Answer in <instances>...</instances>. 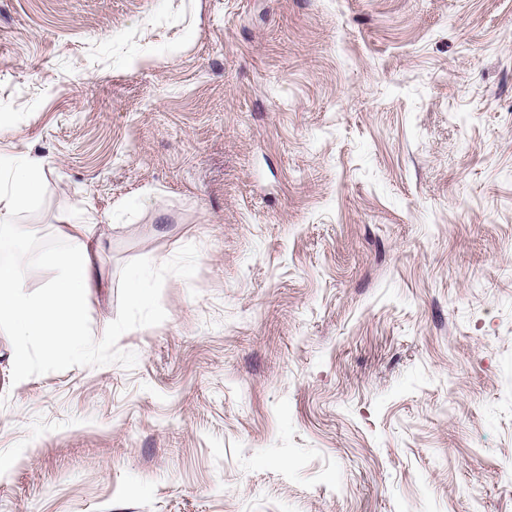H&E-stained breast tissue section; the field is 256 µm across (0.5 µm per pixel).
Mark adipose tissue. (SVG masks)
Instances as JSON below:
<instances>
[{
	"instance_id": "1",
	"label": "adipose tissue",
	"mask_w": 512,
	"mask_h": 512,
	"mask_svg": "<svg viewBox=\"0 0 512 512\" xmlns=\"http://www.w3.org/2000/svg\"><path fill=\"white\" fill-rule=\"evenodd\" d=\"M43 187L39 159L25 157L15 161L7 182L0 183V200L21 209ZM96 227L93 218L66 220L64 235L69 245L54 257L58 275L40 296L27 291L22 260L0 262V325H9L16 336L10 362L14 381H23L28 375L30 348L38 347L53 355L87 345L85 306L101 286L96 265L100 246Z\"/></svg>"
}]
</instances>
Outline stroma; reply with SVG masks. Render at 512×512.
Segmentation results:
<instances>
[{"label": "stroma", "mask_w": 512, "mask_h": 512, "mask_svg": "<svg viewBox=\"0 0 512 512\" xmlns=\"http://www.w3.org/2000/svg\"><path fill=\"white\" fill-rule=\"evenodd\" d=\"M0 150V512H512V0H0ZM41 163L37 158L25 157L16 160L8 173L7 184L0 179V200L7 199L16 209L26 207L43 190ZM63 226L69 245L54 257L58 275L40 296L26 289L22 254L0 262V325L8 324L17 336L10 362L11 377L17 382L28 376L31 347L55 355L88 343L85 306L95 289L102 288L96 265L101 245L95 238L98 224L93 217L70 218Z\"/></svg>", "instance_id": "stroma-1"}]
</instances>
